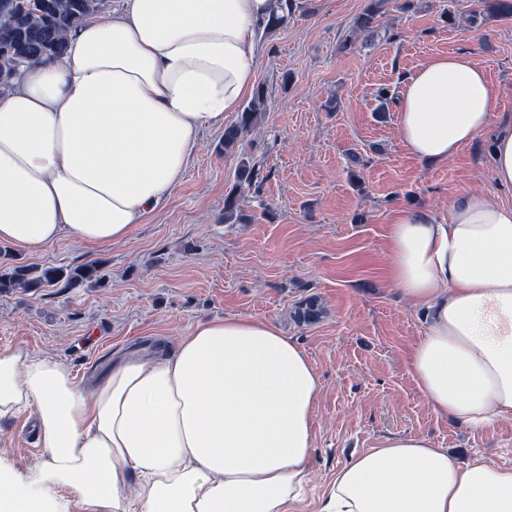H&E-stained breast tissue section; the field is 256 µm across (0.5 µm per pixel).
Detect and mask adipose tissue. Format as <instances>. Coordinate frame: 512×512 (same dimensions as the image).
I'll return each instance as SVG.
<instances>
[{
    "label": "adipose tissue",
    "mask_w": 512,
    "mask_h": 512,
    "mask_svg": "<svg viewBox=\"0 0 512 512\" xmlns=\"http://www.w3.org/2000/svg\"><path fill=\"white\" fill-rule=\"evenodd\" d=\"M286 11L287 0H112L63 54L21 67L0 94V245L130 238L202 133L253 91L259 36ZM494 99L471 55L437 56L404 87L400 136L442 163L486 131ZM388 239V277L427 319L407 363L428 405L476 430L512 417V204L469 193L444 218L401 212ZM319 395L305 350L268 319L198 322L173 351L115 361L91 395L54 359L0 348V418L25 411L37 427L32 483L103 512H294ZM319 512H512V466L387 437L337 468Z\"/></svg>",
    "instance_id": "adipose-tissue-1"
}]
</instances>
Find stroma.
<instances>
[{"label": "stroma", "instance_id": "1", "mask_svg": "<svg viewBox=\"0 0 512 512\" xmlns=\"http://www.w3.org/2000/svg\"><path fill=\"white\" fill-rule=\"evenodd\" d=\"M368 0H295L266 31L256 82L266 101L241 154L224 153L223 128L206 130L170 197L125 242L69 241L27 253L0 246V267L98 266L100 280L0 293V347L46 354L93 393L118 357L175 348L205 319H270L303 347L321 383L312 482L296 512H318L327 480L377 440L423 435L464 462L512 466V420L473 431L437 416L419 392L407 352L423 312L386 277L388 225L401 210L447 216L465 192L511 202L492 179L491 132L448 162L412 156L398 112L379 114L380 91L399 96L437 55L470 54L496 96L492 124L512 119V18L473 20L482 0H413L388 7L370 35L342 45ZM249 156L255 185L240 184ZM235 195L241 221L224 219ZM323 308L295 323L299 302ZM41 450L27 415L0 420V471L29 483Z\"/></svg>", "mask_w": 512, "mask_h": 512}]
</instances>
